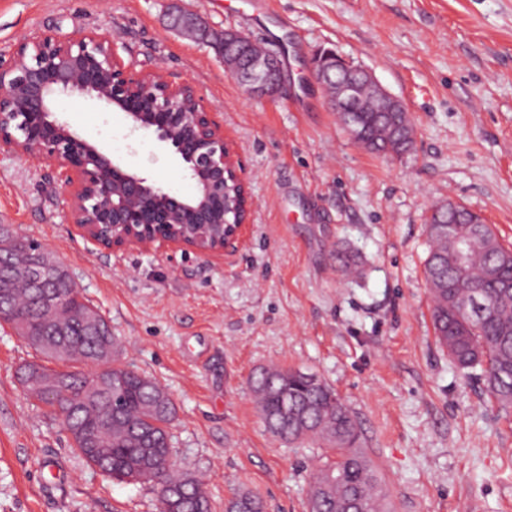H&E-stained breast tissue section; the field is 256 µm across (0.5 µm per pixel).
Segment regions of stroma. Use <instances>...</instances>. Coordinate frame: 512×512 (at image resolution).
I'll use <instances>...</instances> for the list:
<instances>
[{
	"mask_svg": "<svg viewBox=\"0 0 512 512\" xmlns=\"http://www.w3.org/2000/svg\"><path fill=\"white\" fill-rule=\"evenodd\" d=\"M267 44L288 50L286 88L256 99L212 47L168 26L183 8L242 30L240 0H0V56L37 32L101 29L134 71L193 83L224 127L251 215L216 256L108 251L70 224L63 178L0 158V224L37 240L97 307L114 364L170 394L176 469L211 512L240 489L266 512H308L322 444L265 429L248 380L266 366L320 377L357 416L392 512H512V410L465 377L436 341L424 265L432 206L481 214L512 248V0H265ZM325 50L404 102L412 150L383 156L339 122L312 65ZM61 118L166 192H195L174 149L80 95ZM359 255L343 273L336 251ZM43 357L0 325V512H158L150 484L112 480L71 449L18 373Z\"/></svg>",
	"mask_w": 512,
	"mask_h": 512,
	"instance_id": "stroma-1",
	"label": "stroma"
}]
</instances>
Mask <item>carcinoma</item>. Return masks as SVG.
I'll return each mask as SVG.
<instances>
[{
    "label": "carcinoma",
    "instance_id": "1",
    "mask_svg": "<svg viewBox=\"0 0 512 512\" xmlns=\"http://www.w3.org/2000/svg\"><path fill=\"white\" fill-rule=\"evenodd\" d=\"M364 107L354 120L371 141L368 150L388 154L404 149L398 136L410 117L380 111L372 88L361 86ZM466 212L455 224H430V250L425 278L433 300L432 318L439 344L463 373L480 367L490 397L503 409L512 407V248L504 247L489 224H474ZM481 229L464 270L453 264L455 240L471 238ZM336 262L345 271L358 266L350 249H336ZM482 283L481 295L470 284ZM46 287L67 297L49 321L41 317L42 295L27 283L11 288L9 301L0 302V316L22 310L30 316L27 334L56 341L75 356L60 375L62 426L73 450L92 468L112 467L120 482L151 481L159 474L169 494H159L160 512H209L201 482L172 467L160 469L169 448V426L175 408L157 381L125 367H112V385L103 386L95 401L86 403L84 373L79 364L97 359L101 349L116 345L112 335L86 329L80 316L93 311L72 285L64 269L48 273ZM249 386L266 430L290 443L321 440L334 457L316 473L308 493V512H347L355 499L365 512H387L377 467L362 450L360 424L348 406L320 378L296 370L262 369ZM225 512H264L263 500L242 489L228 500Z\"/></svg>",
    "mask_w": 512,
    "mask_h": 512
}]
</instances>
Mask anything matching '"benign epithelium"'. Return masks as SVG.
Instances as JSON below:
<instances>
[{
    "instance_id": "1",
    "label": "benign epithelium",
    "mask_w": 512,
    "mask_h": 512,
    "mask_svg": "<svg viewBox=\"0 0 512 512\" xmlns=\"http://www.w3.org/2000/svg\"><path fill=\"white\" fill-rule=\"evenodd\" d=\"M170 25L206 40L207 22L185 11L170 17ZM345 72L315 69L319 80L334 86L331 103L340 114L356 111L362 81L374 84L387 112H405V104L390 94L372 72L336 53ZM233 75L247 94L271 98L284 79L277 54L270 53ZM79 93L124 112L133 129L149 131L171 146L194 180L197 191L188 198L173 196L111 158L100 143L78 135L55 110L59 95ZM150 100L152 111L138 102ZM22 156L53 166L65 174L63 192L68 217L82 235L105 250L135 247L143 252L175 246L215 255L237 239L250 217V192L241 177L235 151L224 140V128L209 112L196 88L177 83L162 70L135 73L127 68L109 40L93 28L78 37L38 33L5 59L0 57V155ZM239 215L224 223V210ZM44 287V272L34 264L22 240L10 255L8 275ZM101 367L89 374V393L101 387V376L112 371V350L100 352ZM29 391L53 397L57 387L35 377L22 378Z\"/></svg>"
}]
</instances>
